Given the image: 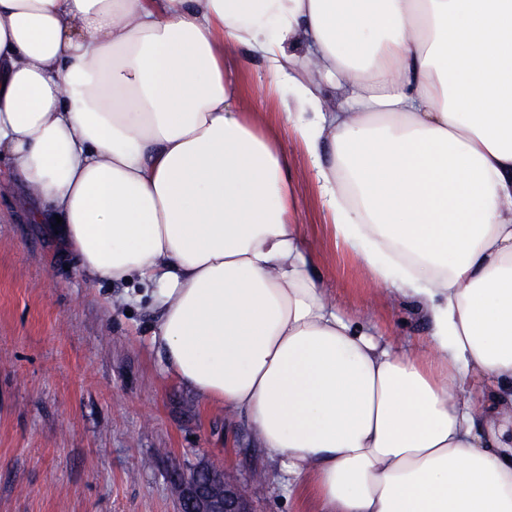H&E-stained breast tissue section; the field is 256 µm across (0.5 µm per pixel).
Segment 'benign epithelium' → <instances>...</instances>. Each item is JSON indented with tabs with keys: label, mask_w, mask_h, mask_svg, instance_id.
Returning a JSON list of instances; mask_svg holds the SVG:
<instances>
[{
	"label": "benign epithelium",
	"mask_w": 512,
	"mask_h": 512,
	"mask_svg": "<svg viewBox=\"0 0 512 512\" xmlns=\"http://www.w3.org/2000/svg\"><path fill=\"white\" fill-rule=\"evenodd\" d=\"M174 484L178 512H254L249 484L227 467L200 464Z\"/></svg>",
	"instance_id": "benign-epithelium-1"
}]
</instances>
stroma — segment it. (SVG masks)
Instances as JSON below:
<instances>
[{
	"mask_svg": "<svg viewBox=\"0 0 512 512\" xmlns=\"http://www.w3.org/2000/svg\"><path fill=\"white\" fill-rule=\"evenodd\" d=\"M225 56L241 85L239 110H261L282 138L296 221L337 307L353 315L369 306L378 331L415 345L426 329L410 303L373 285L337 245L262 62L239 48ZM10 175L1 156L0 512H177L171 483L201 463L244 480L262 473L252 487L256 512H306L247 419L203 404L151 350L150 286L87 281L49 228L30 222L31 199L4 187ZM109 294L132 301L113 312L103 303Z\"/></svg>",
	"mask_w": 512,
	"mask_h": 512,
	"instance_id": "obj_1",
	"label": "stroma"
}]
</instances>
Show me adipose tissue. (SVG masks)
<instances>
[{
	"instance_id": "obj_1",
	"label": "adipose tissue",
	"mask_w": 512,
	"mask_h": 512,
	"mask_svg": "<svg viewBox=\"0 0 512 512\" xmlns=\"http://www.w3.org/2000/svg\"><path fill=\"white\" fill-rule=\"evenodd\" d=\"M231 47L420 347L314 277ZM0 152L88 279L154 284L168 371L316 512H512V0H0Z\"/></svg>"
}]
</instances>
